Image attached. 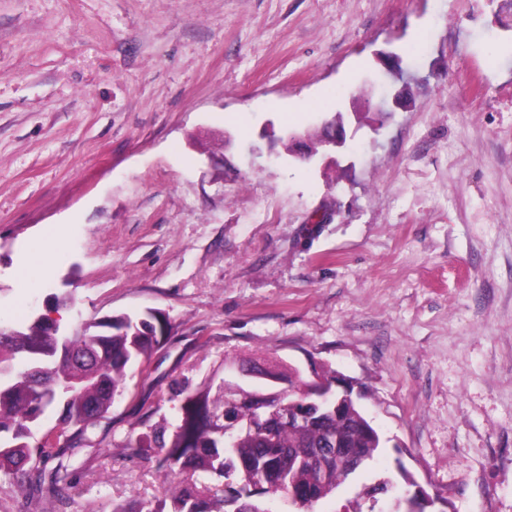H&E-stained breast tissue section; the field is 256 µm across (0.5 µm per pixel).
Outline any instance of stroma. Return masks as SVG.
I'll return each mask as SVG.
<instances>
[{"instance_id": "obj_1", "label": "stroma", "mask_w": 512, "mask_h": 512, "mask_svg": "<svg viewBox=\"0 0 512 512\" xmlns=\"http://www.w3.org/2000/svg\"><path fill=\"white\" fill-rule=\"evenodd\" d=\"M493 0H0V322L161 310L169 335L64 512L155 507L128 456L175 381L225 362L358 381L384 441L316 512L411 471L452 512H512V33ZM408 87L379 131L354 113ZM344 152L246 154L336 112ZM74 307L55 308L53 295Z\"/></svg>"}]
</instances>
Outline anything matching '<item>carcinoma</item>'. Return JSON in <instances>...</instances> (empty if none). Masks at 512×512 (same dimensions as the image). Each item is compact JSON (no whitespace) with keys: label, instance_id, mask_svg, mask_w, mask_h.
Wrapping results in <instances>:
<instances>
[{"label":"carcinoma","instance_id":"obj_1","mask_svg":"<svg viewBox=\"0 0 512 512\" xmlns=\"http://www.w3.org/2000/svg\"><path fill=\"white\" fill-rule=\"evenodd\" d=\"M152 312L115 315L112 329L85 328L80 334L48 336L41 318H20L13 329L20 336L0 335V472L9 476L21 498L19 512L40 503L66 504L68 471L47 461L61 457V446L78 447L88 432L107 418L114 399L127 390L129 373L147 363L164 341L147 336ZM306 382L290 383L274 408L313 400ZM178 423L171 434L160 426L132 434L124 445L132 457L155 460L175 479L171 512H268L262 496L290 503L293 487L310 491L297 512H315L316 505L336 494L361 466L348 458L323 455L304 458L320 447L322 437L339 435L347 448H362L372 459L381 437L371 421L352 405L344 418L327 416L318 424L281 423L271 435L257 434L224 440L213 419L231 414L248 419L253 411L239 404L240 395L212 393L209 385L186 381L175 392ZM49 409L58 423L47 431L53 440L33 441V431ZM207 473L222 480L211 491L190 478Z\"/></svg>","mask_w":512,"mask_h":512}]
</instances>
